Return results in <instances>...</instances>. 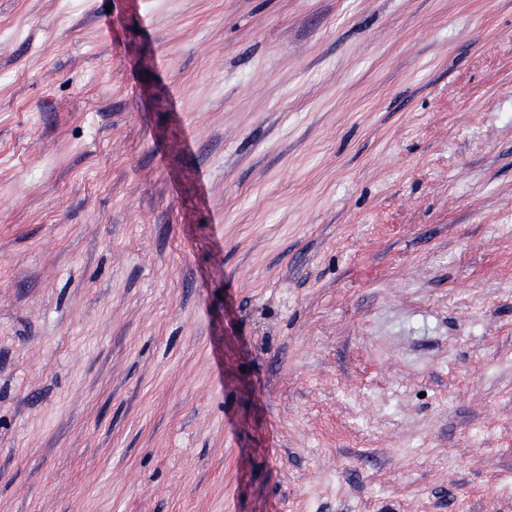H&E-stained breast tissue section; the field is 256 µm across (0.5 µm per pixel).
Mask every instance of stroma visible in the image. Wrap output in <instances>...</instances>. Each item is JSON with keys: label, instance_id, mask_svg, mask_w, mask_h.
<instances>
[{"label": "stroma", "instance_id": "1", "mask_svg": "<svg viewBox=\"0 0 512 512\" xmlns=\"http://www.w3.org/2000/svg\"><path fill=\"white\" fill-rule=\"evenodd\" d=\"M0 512H512V0H0Z\"/></svg>", "mask_w": 512, "mask_h": 512}]
</instances>
